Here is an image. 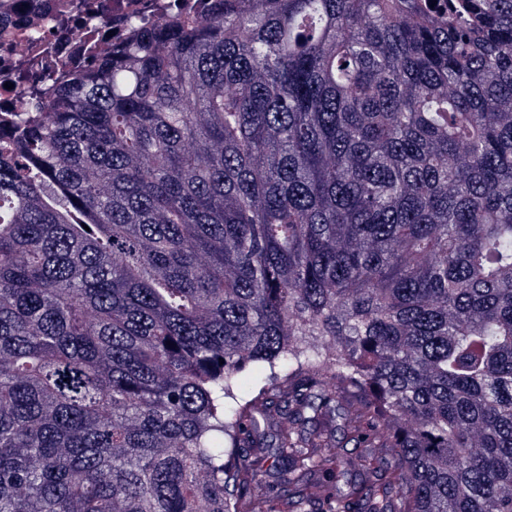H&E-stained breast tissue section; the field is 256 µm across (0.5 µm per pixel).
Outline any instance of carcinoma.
<instances>
[{
  "label": "carcinoma",
  "mask_w": 512,
  "mask_h": 512,
  "mask_svg": "<svg viewBox=\"0 0 512 512\" xmlns=\"http://www.w3.org/2000/svg\"><path fill=\"white\" fill-rule=\"evenodd\" d=\"M275 497L512 512V0H211L0 112V512Z\"/></svg>",
  "instance_id": "1"
}]
</instances>
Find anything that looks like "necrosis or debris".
I'll use <instances>...</instances> for the list:
<instances>
[{
    "label": "necrosis or debris",
    "instance_id": "necrosis-or-debris-1",
    "mask_svg": "<svg viewBox=\"0 0 512 512\" xmlns=\"http://www.w3.org/2000/svg\"><path fill=\"white\" fill-rule=\"evenodd\" d=\"M0 0V106L19 107L15 85L21 58L36 59L48 78L75 77L85 68L90 51L108 49L130 33L136 16L166 15L170 7L186 11L196 0Z\"/></svg>",
    "mask_w": 512,
    "mask_h": 512
}]
</instances>
